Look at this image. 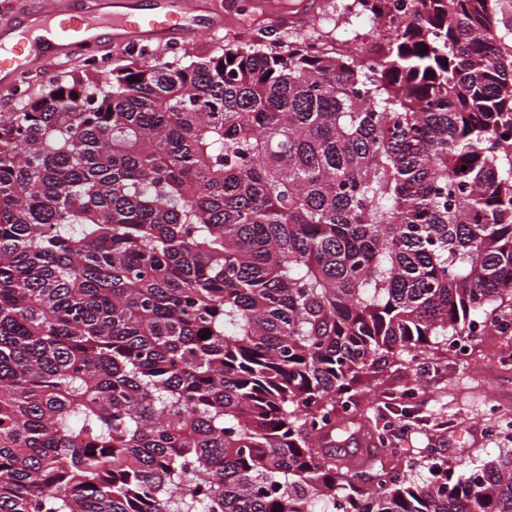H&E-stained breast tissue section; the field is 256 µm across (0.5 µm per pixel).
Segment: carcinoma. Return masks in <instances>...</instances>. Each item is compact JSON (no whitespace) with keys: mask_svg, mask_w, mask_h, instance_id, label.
<instances>
[{"mask_svg":"<svg viewBox=\"0 0 512 512\" xmlns=\"http://www.w3.org/2000/svg\"><path fill=\"white\" fill-rule=\"evenodd\" d=\"M497 2L413 0L375 69L142 50L0 113V512H512V451L333 445L363 377L512 309Z\"/></svg>","mask_w":512,"mask_h":512,"instance_id":"carcinoma-1","label":"carcinoma"}]
</instances>
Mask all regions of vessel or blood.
Returning <instances> with one entry per match:
<instances>
[{"label":"vessel or blood","mask_w":512,"mask_h":512,"mask_svg":"<svg viewBox=\"0 0 512 512\" xmlns=\"http://www.w3.org/2000/svg\"><path fill=\"white\" fill-rule=\"evenodd\" d=\"M95 8L38 11L0 30V82L15 83L33 60L95 49L109 42L138 47L153 40L188 43L221 19L204 0H98Z\"/></svg>","instance_id":"vessel-or-blood-1"}]
</instances>
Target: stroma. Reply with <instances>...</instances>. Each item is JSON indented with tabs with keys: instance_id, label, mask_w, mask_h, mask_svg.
Here are the masks:
<instances>
[{
	"instance_id": "obj_1",
	"label": "stroma",
	"mask_w": 512,
	"mask_h": 512,
	"mask_svg": "<svg viewBox=\"0 0 512 512\" xmlns=\"http://www.w3.org/2000/svg\"><path fill=\"white\" fill-rule=\"evenodd\" d=\"M293 0H210L224 27L189 45L149 43L157 57H203L227 46L244 47L277 28L276 42L285 47L312 34L335 43L363 32L365 23L351 8L353 0H318L315 17L289 22ZM75 55L34 62L23 89L0 85V112L21 107L22 96H40L53 80L84 70ZM468 356L423 355L405 366H388L362 386L356 412L346 418L347 432L336 441L338 455L376 456L388 467L416 466L426 473L432 458L454 470L477 466L512 448V338L486 336L470 343ZM412 396L397 404L403 389ZM394 424L391 445H381L378 430Z\"/></svg>"
}]
</instances>
